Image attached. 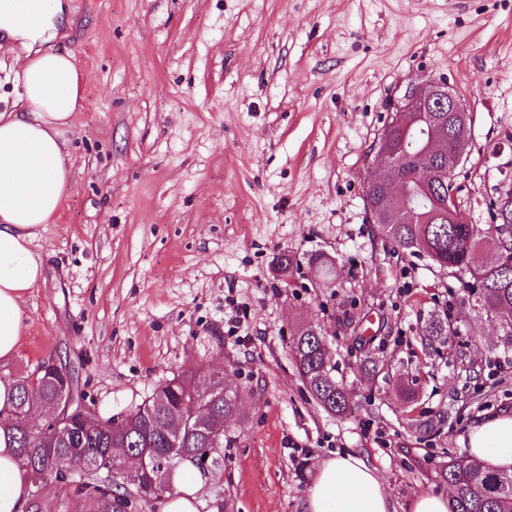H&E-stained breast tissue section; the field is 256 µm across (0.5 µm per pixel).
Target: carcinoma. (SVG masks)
Segmentation results:
<instances>
[{
	"label": "carcinoma",
	"mask_w": 512,
	"mask_h": 512,
	"mask_svg": "<svg viewBox=\"0 0 512 512\" xmlns=\"http://www.w3.org/2000/svg\"><path fill=\"white\" fill-rule=\"evenodd\" d=\"M437 116L448 133L451 153L466 142L465 129L452 112H439ZM414 164L415 159L410 158L404 165L409 193L399 204L401 208L410 207L412 212L399 223L378 224L379 230L397 249L421 253L448 269V273L469 277L467 292L472 302L461 307L458 320L492 314L506 335L512 336V265L497 261L500 253L512 256V235L501 231L505 227L501 216L506 211L512 213V190L498 197L488 223L453 224L445 202L448 192L456 189L457 172L448 168V157L436 161L446 174L445 181H438L427 190L413 173ZM423 335L430 341L448 335V321L430 318ZM323 346L321 330L306 327L293 339V360L316 403L330 414L347 416L354 410L350 393L331 375ZM204 378L206 373L202 370L186 369L160 384L148 400L125 414L120 424L97 415L90 420L76 419L49 435L43 433L42 425L35 423L32 416L56 405L64 384L72 380L70 373L62 366L44 362L35 377L16 379L17 402L11 413L0 414V430L16 444L15 452L30 475V512L46 509L38 498V489L46 481L73 483L85 502L86 512H116V504L126 499L116 494L120 487H133L134 495L144 501L161 502L172 493V475L181 463L188 461L202 472L208 470L215 458L205 459V449L224 447V436L213 435L212 429L235 416L237 405L220 387L205 396L208 421L203 426L198 424L191 416L190 404ZM114 448H128L145 457L150 464L148 472L117 481L119 475L113 473ZM83 451L87 453L83 474L76 478L67 475L62 461ZM103 470L108 473L105 478L100 477ZM438 475L453 488L449 512H512V492H503L499 485L504 472L470 458L465 463L452 461L444 465Z\"/></svg>",
	"instance_id": "obj_1"
}]
</instances>
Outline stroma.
I'll list each match as a JSON object with an SVG mask.
<instances>
[{
  "label": "stroma",
  "mask_w": 512,
  "mask_h": 512,
  "mask_svg": "<svg viewBox=\"0 0 512 512\" xmlns=\"http://www.w3.org/2000/svg\"><path fill=\"white\" fill-rule=\"evenodd\" d=\"M68 4L52 46L84 77L73 187L35 245L44 279L0 378L55 361L108 418L173 373L223 374L241 404L199 512H303L338 453L375 469L393 512L447 492L439 465L512 409V336L486 315L458 322L465 281L394 248L364 196L391 105L442 79L471 114L459 197L487 223L512 189V0ZM317 251L333 284L308 265ZM435 316L454 331L429 346ZM310 324L350 415L321 409L296 370L292 340ZM429 412L446 420L424 434Z\"/></svg>",
  "instance_id": "stroma-1"
}]
</instances>
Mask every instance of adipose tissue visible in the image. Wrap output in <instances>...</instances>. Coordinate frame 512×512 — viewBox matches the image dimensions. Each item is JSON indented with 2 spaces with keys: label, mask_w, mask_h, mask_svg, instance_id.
<instances>
[{
  "label": "adipose tissue",
  "mask_w": 512,
  "mask_h": 512,
  "mask_svg": "<svg viewBox=\"0 0 512 512\" xmlns=\"http://www.w3.org/2000/svg\"><path fill=\"white\" fill-rule=\"evenodd\" d=\"M63 0H30L18 14L0 0V32L24 57L16 74L20 110L0 112V361L10 359L26 327L28 292L43 279L33 247L72 186L64 133L79 108L82 76L70 54L47 49L68 14ZM470 457L512 472V413L475 424L467 434ZM29 476L9 439L0 433V512H27ZM304 512H390L385 489L360 457L324 460L309 488Z\"/></svg>",
  "instance_id": "1"
}]
</instances>
